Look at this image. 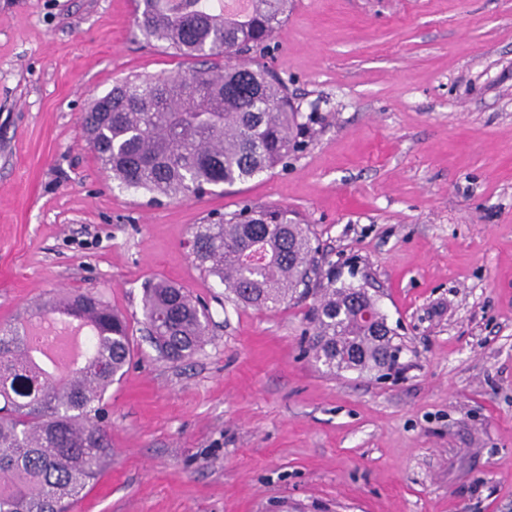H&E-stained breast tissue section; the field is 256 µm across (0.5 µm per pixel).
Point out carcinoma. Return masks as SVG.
Segmentation results:
<instances>
[{
    "instance_id": "cac0c4a2",
    "label": "carcinoma",
    "mask_w": 512,
    "mask_h": 512,
    "mask_svg": "<svg viewBox=\"0 0 512 512\" xmlns=\"http://www.w3.org/2000/svg\"><path fill=\"white\" fill-rule=\"evenodd\" d=\"M142 0L137 27L149 42L192 59L227 58L222 67L125 79L83 116L88 142L112 179L153 198L199 197L288 162L303 146L300 112L288 86L258 63L230 58L264 48L288 15V0ZM307 227L285 208L246 205L197 225L192 254L244 307L275 309L313 298L309 350L333 372L393 370L405 345L378 302L377 323L359 313L360 287L322 271ZM56 309L83 320L96 344L77 365L50 368L28 350L31 321L0 323V512H69L112 462L106 395L133 358L125 316L96 293L68 292ZM143 319L159 353L193 357L209 333L207 308L184 287L158 281L145 290Z\"/></svg>"
}]
</instances>
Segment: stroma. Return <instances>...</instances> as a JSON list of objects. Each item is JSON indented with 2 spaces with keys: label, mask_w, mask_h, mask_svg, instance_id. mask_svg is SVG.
<instances>
[{
  "label": "stroma",
  "mask_w": 512,
  "mask_h": 512,
  "mask_svg": "<svg viewBox=\"0 0 512 512\" xmlns=\"http://www.w3.org/2000/svg\"><path fill=\"white\" fill-rule=\"evenodd\" d=\"M256 59L305 144L200 198L117 186L82 115L127 77L196 68L147 42L135 0H0V322L99 292L135 352L107 405L112 465L71 512H512V0H293ZM296 213L371 281L400 373H328L306 305H235L193 261L197 225ZM206 302L174 363L145 283Z\"/></svg>",
  "instance_id": "1"
}]
</instances>
